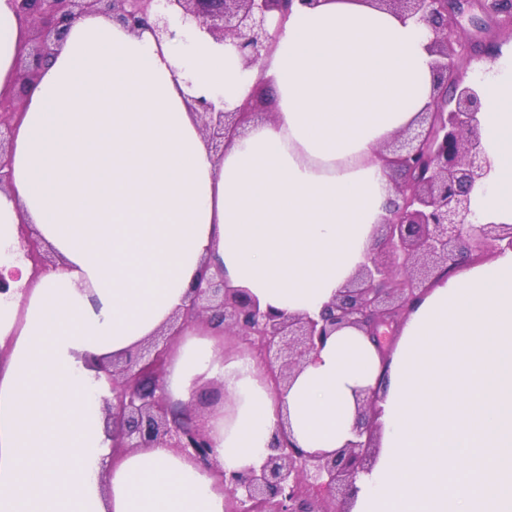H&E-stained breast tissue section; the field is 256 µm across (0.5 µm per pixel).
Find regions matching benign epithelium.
Returning <instances> with one entry per match:
<instances>
[{"label": "benign epithelium", "mask_w": 512, "mask_h": 512, "mask_svg": "<svg viewBox=\"0 0 512 512\" xmlns=\"http://www.w3.org/2000/svg\"><path fill=\"white\" fill-rule=\"evenodd\" d=\"M315 7L320 0H16L19 13L31 20L32 62L21 61L19 84L27 87L43 61L77 18L97 11L130 29H151L156 38L172 37L169 15L178 12L195 21L216 40L230 41L244 67L257 64L271 48L269 15L284 21L293 2ZM379 6L417 16L433 31L431 53L435 81L432 103L420 113L418 127L394 136L391 152L396 198L380 225L375 251L357 276L345 285L319 317L287 315L259 309L242 290L225 287L224 274L193 289L190 304L178 317L176 331L154 337L142 349L112 361V424L115 447L162 445L208 466L214 448L190 408L165 394L166 357L179 331L193 325L223 326L255 353L275 388L291 383L307 358L343 326L367 330L379 352H385L390 330L410 303L437 276L463 260L512 249V225L494 221L474 224L471 193L486 177L490 161L480 134L479 88L464 81L471 48L460 34L458 17L469 0H374ZM484 11L502 29L512 31V0H483ZM13 96L0 98V160L7 154L21 110ZM251 100L233 109L200 103L202 130L211 148L224 152V139L252 120ZM34 273L43 266L39 246L21 235ZM371 439L350 442L332 454L313 455L298 448L282 431L271 442L262 464L222 474L231 512H345L356 475L366 469Z\"/></svg>", "instance_id": "7a95c632"}]
</instances>
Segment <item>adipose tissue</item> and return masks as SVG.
I'll return each instance as SVG.
<instances>
[{
    "mask_svg": "<svg viewBox=\"0 0 512 512\" xmlns=\"http://www.w3.org/2000/svg\"><path fill=\"white\" fill-rule=\"evenodd\" d=\"M172 37L91 12L29 88L0 189V250L20 225L58 261L16 268L0 298V512H225V471L259 466L278 428L311 454L356 439L374 391L375 462L349 512H512V250L439 275L389 361L345 327L275 391L218 330L185 328L163 382L199 379L231 400L206 418L215 470L173 449L115 451L103 366L169 331L215 269L260 309L318 315L373 250L395 198L382 147L433 87L431 30L370 0L293 4L252 69L235 47L172 17ZM30 24L0 0V93ZM271 85L277 109L214 152L199 101L241 105ZM491 170L479 218L512 224V63L483 85Z\"/></svg>",
    "mask_w": 512,
    "mask_h": 512,
    "instance_id": "obj_1",
    "label": "adipose tissue"
}]
</instances>
